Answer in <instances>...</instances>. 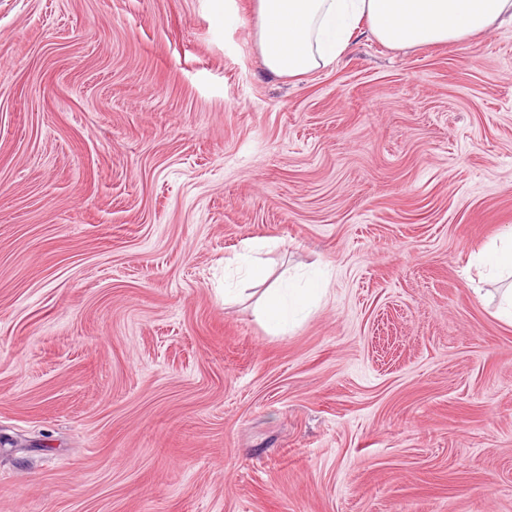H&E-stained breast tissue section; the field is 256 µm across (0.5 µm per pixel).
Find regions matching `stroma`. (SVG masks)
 Wrapping results in <instances>:
<instances>
[{
  "mask_svg": "<svg viewBox=\"0 0 512 512\" xmlns=\"http://www.w3.org/2000/svg\"><path fill=\"white\" fill-rule=\"evenodd\" d=\"M510 232L512 26L288 78L253 0H0V512H512ZM266 245L262 241H251L246 249V275L255 281H263L267 277V270L264 264L255 255L261 253ZM290 286L286 283L280 288H268L260 302V311L273 330H278L288 321L293 309L292 295L288 293Z\"/></svg>",
  "mask_w": 512,
  "mask_h": 512,
  "instance_id": "obj_1",
  "label": "stroma"
}]
</instances>
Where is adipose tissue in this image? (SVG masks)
Wrapping results in <instances>:
<instances>
[{"instance_id": "1", "label": "adipose tissue", "mask_w": 512, "mask_h": 512, "mask_svg": "<svg viewBox=\"0 0 512 512\" xmlns=\"http://www.w3.org/2000/svg\"><path fill=\"white\" fill-rule=\"evenodd\" d=\"M268 71L297 77L330 64L367 30L391 47L453 44L512 22V0H254Z\"/></svg>"}]
</instances>
